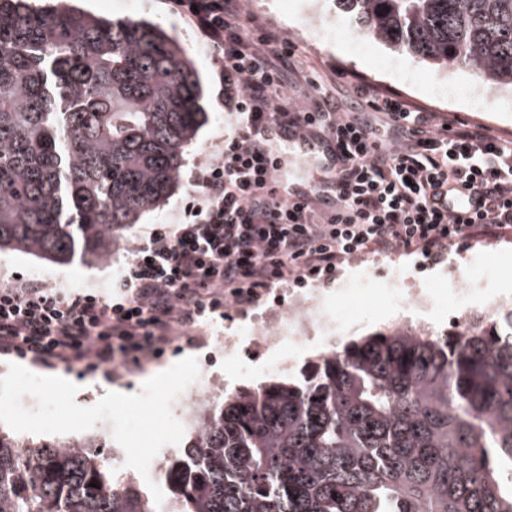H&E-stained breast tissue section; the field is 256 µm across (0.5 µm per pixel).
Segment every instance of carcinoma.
Listing matches in <instances>:
<instances>
[{
    "mask_svg": "<svg viewBox=\"0 0 512 512\" xmlns=\"http://www.w3.org/2000/svg\"><path fill=\"white\" fill-rule=\"evenodd\" d=\"M365 34L512 87V0H336ZM159 26L0 0V249L106 258L205 121ZM95 439L0 431V512H512V307L473 332L388 327L201 406L156 504Z\"/></svg>",
    "mask_w": 512,
    "mask_h": 512,
    "instance_id": "1",
    "label": "carcinoma"
}]
</instances>
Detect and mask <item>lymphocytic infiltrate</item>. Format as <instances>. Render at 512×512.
I'll return each instance as SVG.
<instances>
[{
	"instance_id": "obj_1",
	"label": "lymphocytic infiltrate",
	"mask_w": 512,
	"mask_h": 512,
	"mask_svg": "<svg viewBox=\"0 0 512 512\" xmlns=\"http://www.w3.org/2000/svg\"><path fill=\"white\" fill-rule=\"evenodd\" d=\"M221 47L228 132L197 165L191 200L134 250L108 294L0 283V354L38 365L125 366L160 354L175 329L245 310L282 282L332 280L347 260L405 252L435 262L450 248L512 235V141L452 114L425 112L377 87H356L349 112L287 41L244 36L242 0H174ZM325 140L334 200L276 193L281 165L266 124ZM474 210L449 212L459 190Z\"/></svg>"
}]
</instances>
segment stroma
Masks as SVG:
<instances>
[{
    "label": "stroma",
    "instance_id": "35a3bbf8",
    "mask_svg": "<svg viewBox=\"0 0 512 512\" xmlns=\"http://www.w3.org/2000/svg\"><path fill=\"white\" fill-rule=\"evenodd\" d=\"M76 5L99 17H134L162 23L189 48L203 86V106L207 112L205 124L185 148L172 194L163 205L144 213L138 223L124 230L110 260L78 258L62 265L19 251L0 250V280L18 274L66 292L95 288L104 293L127 269L133 249L144 233L153 225L168 223L175 209L186 201L193 168L207 158L212 145L224 133L225 112L215 80L218 52L177 12L171 0H76ZM244 9L251 19L248 26L251 38L270 35L295 44L311 67L332 75L329 92L351 111L359 109L350 94L351 85L370 83L401 96L416 107L448 115L456 113L512 138L511 88L494 90L490 100L475 104L470 90L478 80L469 71L442 70L388 49L367 37L360 24L342 13L335 0H245ZM394 266L402 267L420 287L430 290L438 305L429 320L449 331L455 328L452 320L456 308L455 290L467 279L482 280V299L512 302V238L478 240L461 251L450 249L444 260L435 265L424 263L422 257L415 254H376L344 262L333 280L317 286L331 310L351 316L354 323L351 338L366 336L390 325L395 307L384 286V271ZM359 282L365 285L362 297L342 296V288ZM287 297V290H280L278 298ZM275 299L266 296L245 312L228 309L223 317L203 320L192 331L193 342L177 340L167 347L163 356L136 366L88 371L79 364L70 367L60 364L52 368L34 364L30 370L42 376H61L78 384L80 390L75 401L84 407L97 403L106 390L138 393L148 377L169 369L180 359L193 356L201 361L208 353L218 351L217 336L236 334L240 324L265 314ZM323 351V346L316 344L306 348L289 347L292 365L284 369L278 353L242 349L236 360L217 361L207 372L219 377L229 392L251 390L264 382L299 377L301 369Z\"/></svg>",
    "mask_w": 512,
    "mask_h": 512
}]
</instances>
